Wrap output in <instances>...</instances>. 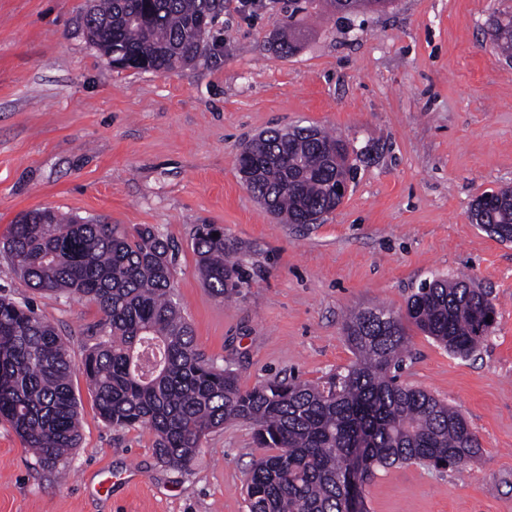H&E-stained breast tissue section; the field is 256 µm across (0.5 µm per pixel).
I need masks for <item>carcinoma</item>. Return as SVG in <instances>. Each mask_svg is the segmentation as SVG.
Listing matches in <instances>:
<instances>
[{"instance_id": "obj_1", "label": "carcinoma", "mask_w": 512, "mask_h": 512, "mask_svg": "<svg viewBox=\"0 0 512 512\" xmlns=\"http://www.w3.org/2000/svg\"><path fill=\"white\" fill-rule=\"evenodd\" d=\"M288 3L290 29L301 13L342 8L340 0ZM222 9L223 0H99L84 27L103 55L120 51L124 67L169 71L202 56L196 28ZM493 41L511 61L512 14L496 17ZM249 144L252 152L238 158L240 178L270 213L287 224H317L334 211L336 184L352 172L342 140L304 127L271 129ZM470 220L511 242L512 188L483 193ZM215 232L212 224L196 225L192 245L205 288L224 301L239 294L244 279L228 258L224 234ZM0 252L30 288L85 297L102 312L106 339L77 365L33 307L0 296V419L47 468L79 445L77 369L102 420L148 426L159 461L176 470H190L213 429L250 424L257 446L274 453L253 468L248 512H346L352 465L366 480L380 467L408 463L462 470L481 452L478 435L457 411L393 375L405 358L404 319L455 356L478 349L495 304L468 282L437 279L419 288L403 319L382 322L372 310L351 316L344 332L356 360L322 386L274 379L244 391L230 368L196 348L172 293V247L153 226L130 233L119 224L34 208L17 217Z\"/></svg>"}]
</instances>
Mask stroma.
I'll return each mask as SVG.
<instances>
[{
	"mask_svg": "<svg viewBox=\"0 0 512 512\" xmlns=\"http://www.w3.org/2000/svg\"><path fill=\"white\" fill-rule=\"evenodd\" d=\"M91 4L0 0V238L42 207L154 226L197 348L244 389L325 382L355 360L348 316H401L434 279L472 282L497 311L479 350L455 356L407 325L400 380L461 413L481 454L460 472L377 469L362 497L366 512H512V243L470 221L480 195L512 186V62L491 29L512 0H395L350 25L305 16L287 57L271 48L285 0H224L202 56L168 72L112 67L87 38ZM296 126L340 136L355 167L319 224L274 218L238 173L249 140ZM199 224L223 228L246 278L231 300L196 273ZM0 293L30 303L74 361L99 335L94 302L33 291L2 255ZM72 384L81 439L58 467L0 419V512H247L264 454L249 424L213 430L185 474L158 462L148 427L105 424L82 373Z\"/></svg>",
	"mask_w": 512,
	"mask_h": 512,
	"instance_id": "stroma-1",
	"label": "stroma"
}]
</instances>
